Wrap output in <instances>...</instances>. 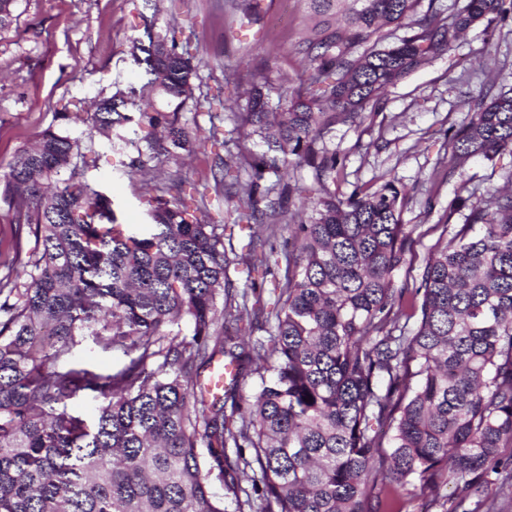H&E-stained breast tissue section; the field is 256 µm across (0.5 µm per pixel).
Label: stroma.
<instances>
[{
	"label": "stroma",
	"instance_id": "35a3bbf8",
	"mask_svg": "<svg viewBox=\"0 0 512 512\" xmlns=\"http://www.w3.org/2000/svg\"><path fill=\"white\" fill-rule=\"evenodd\" d=\"M281 0H267L258 22L224 32V0H184L171 17L164 0H18L17 19L0 33V187L11 163L35 143L58 115L87 107L100 90L142 86L144 77L130 56L132 41L141 36L143 17L157 29L176 25L191 34V46L208 76L210 89H223L230 102L260 76L276 83L295 79L306 64L295 49L309 24L301 0H292L287 22H280ZM512 72V19L490 14L460 33L450 50L389 86L362 120L337 126L327 142L343 165L335 184L337 196L354 189L373 190L395 181L405 195L402 222L410 234L407 261L395 274L397 286H418L425 259L439 238L465 221V211L449 212L454 197L479 199L485 186L503 185L512 156L456 158L452 133L467 123L472 97ZM237 78V86L224 83ZM182 120L199 139L186 155L182 174L197 181L221 153L209 140L212 120L205 108L187 102ZM104 191L118 205L123 223L144 224V186L113 173L117 158L101 143ZM247 232H235L238 255L229 276L235 286L256 280L263 300L273 303L272 277L253 267ZM35 238L17 223L15 210L0 196V277L18 276L12 259L17 249H32ZM460 493L454 484L434 489H409L403 512H438L445 502L455 512Z\"/></svg>",
	"mask_w": 512,
	"mask_h": 512
}]
</instances>
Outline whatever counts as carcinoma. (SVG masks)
Here are the masks:
<instances>
[{
	"label": "carcinoma",
	"instance_id": "carcinoma-1",
	"mask_svg": "<svg viewBox=\"0 0 512 512\" xmlns=\"http://www.w3.org/2000/svg\"><path fill=\"white\" fill-rule=\"evenodd\" d=\"M17 2L0 0V32ZM262 2L232 0L235 22H256ZM302 2L319 20L297 44L310 67L283 89L284 107L269 110L265 75L244 91L232 129H211L226 152L214 185L234 225L250 230L259 267L285 264L271 336L252 350L223 323L264 310L255 288H233V234L188 202L180 170L161 166L192 144L187 101L224 109L220 88L195 96L190 37L145 21L148 44L131 57L162 105L143 108L135 88L116 85L95 97L85 137L71 136L61 112L64 124L10 166L5 189L35 247L12 260L25 282L0 279V512H228L227 499L233 512H401L397 489L443 477L477 496L470 512H499L480 495L494 474L512 498V171L508 189L484 188L488 203L450 204H468L465 223L434 245L409 292L394 283L408 239L401 191L387 181L336 197L329 185L342 170L326 148L337 125L357 123L459 33L491 13L512 17V0H467L450 18L432 7L396 42L387 27L420 0ZM471 112L455 148L512 154V87ZM244 135L264 150H243ZM103 139L119 155L114 169L154 181L144 228L118 223L93 178ZM286 168L309 169L314 187L283 181ZM282 224L288 252L272 241ZM412 318L410 331L400 320ZM85 328L126 357L121 369L70 366ZM217 359L235 377L210 394L201 377ZM254 361L260 383L242 414L239 378ZM84 391L104 399L90 425L68 412Z\"/></svg>",
	"mask_w": 512,
	"mask_h": 512
}]
</instances>
